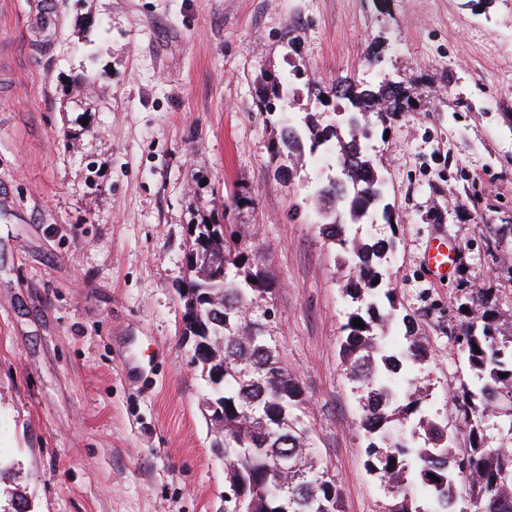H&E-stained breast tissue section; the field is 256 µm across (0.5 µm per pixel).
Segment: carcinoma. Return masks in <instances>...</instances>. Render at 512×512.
Segmentation results:
<instances>
[{
	"instance_id": "carcinoma-1",
	"label": "carcinoma",
	"mask_w": 512,
	"mask_h": 512,
	"mask_svg": "<svg viewBox=\"0 0 512 512\" xmlns=\"http://www.w3.org/2000/svg\"><path fill=\"white\" fill-rule=\"evenodd\" d=\"M337 108L342 122L298 128L283 123L275 147L278 156L298 159L304 141L314 151L329 142L338 146L337 161L350 194L316 191L324 201L318 211L325 236L349 254L353 275L346 293L358 304L343 326L342 353L349 374L366 390L361 427L369 435L367 464L389 488L386 512H512V335L498 328L496 298L477 294L479 312L454 342L472 375L452 396L451 421L463 426L466 444L448 445V419L425 414L426 397L412 374L424 365L427 348L408 315L398 314L394 291L379 288V260L394 241L372 243L347 236V225L368 218L391 221L385 180L367 151L353 152L368 138L371 116L382 100L398 111L405 98L402 83L379 84L344 78ZM191 252L195 261L183 295L184 310L200 304L185 331L210 346L198 359L210 398L224 407V466L230 484L252 500V512H342V494L312 462L306 444L309 429L298 411L304 403L297 377L258 319L255 297L268 292L261 268L250 261L234 234L222 224H198ZM360 319L361 329L353 325ZM400 320L405 343L383 342L385 329ZM506 377H501V374ZM406 377L408 388L391 386L392 376ZM433 474L439 481L428 477ZM465 506L454 510L457 500Z\"/></svg>"
}]
</instances>
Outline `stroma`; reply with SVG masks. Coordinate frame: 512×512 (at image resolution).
I'll use <instances>...</instances> for the list:
<instances>
[{
	"label": "stroma",
	"instance_id": "obj_1",
	"mask_svg": "<svg viewBox=\"0 0 512 512\" xmlns=\"http://www.w3.org/2000/svg\"><path fill=\"white\" fill-rule=\"evenodd\" d=\"M274 76L294 92L268 112ZM342 77L405 85L366 143L393 220L348 232L394 238L381 286L430 351L417 379L443 418L472 290L512 334V0H0V512L18 493L31 512H228L182 326L204 223L265 271L257 303L344 512H384L340 352L351 270L312 207L336 160L318 148L287 180L273 157L282 117L330 122ZM438 235L443 281L423 262Z\"/></svg>",
	"mask_w": 512,
	"mask_h": 512
}]
</instances>
